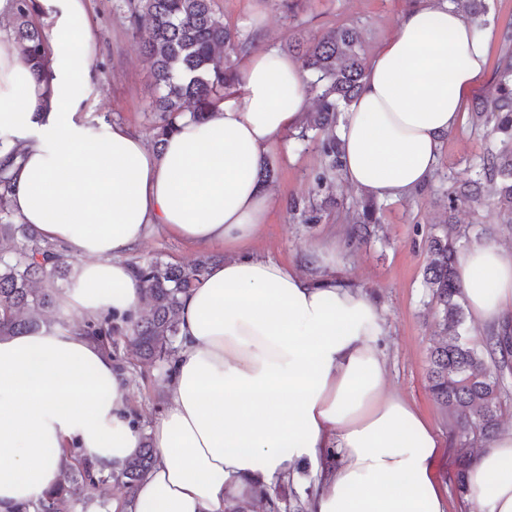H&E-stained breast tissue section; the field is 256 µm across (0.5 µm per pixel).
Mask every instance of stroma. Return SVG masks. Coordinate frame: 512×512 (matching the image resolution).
<instances>
[{"instance_id":"stroma-1","label":"stroma","mask_w":512,"mask_h":512,"mask_svg":"<svg viewBox=\"0 0 512 512\" xmlns=\"http://www.w3.org/2000/svg\"><path fill=\"white\" fill-rule=\"evenodd\" d=\"M422 3L423 0H299L292 18L287 16L281 0H216L215 9L240 37L259 36L280 48L292 33L308 39L339 25L354 26L360 32L365 56L370 59L392 36L401 13ZM88 23L97 41L92 73L83 89L89 112L111 116L142 135H149L148 106L155 88L139 35L117 0H90ZM440 143L434 178L405 199L383 200V228L363 245L350 242L346 222L348 207L360 199L361 193L343 179L335 180V202L324 209L320 223H303L300 212L288 206L290 200L308 198L313 178L324 166L318 145L294 142L289 150H276L270 156L279 172L273 185L275 203L254 249L276 260L297 262L316 242L336 240L342 250L341 260L326 274L355 278L379 301L388 327L383 349L389 385L413 403L443 436L446 447L438 461V478L448 493V512H463L465 502L455 489L459 460L453 445V422L428 391L429 356L440 338L435 334V319L423 286L427 261L424 241L446 219L444 194L448 187L474 177L476 160L491 141L484 132L474 129L467 117L454 132L442 136ZM456 219L467 230L461 247L478 239L512 245V224L501 223L487 206L463 207ZM198 255V250L157 232L131 252L129 259L143 263L158 258L189 264ZM112 359L116 366L126 367L134 412L141 427L149 428L166 406L168 369L162 363L146 373L127 368L125 347L121 344L113 348Z\"/></svg>"}]
</instances>
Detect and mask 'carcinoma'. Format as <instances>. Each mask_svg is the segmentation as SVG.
<instances>
[{
    "label": "carcinoma",
    "mask_w": 512,
    "mask_h": 512,
    "mask_svg": "<svg viewBox=\"0 0 512 512\" xmlns=\"http://www.w3.org/2000/svg\"><path fill=\"white\" fill-rule=\"evenodd\" d=\"M13 36L33 76L41 78L49 67V46L44 27L34 12L35 0H12ZM129 22L139 34L142 49L152 63L157 96L152 104L155 143L165 144L175 130V120L189 112L199 121L209 107L238 91V66L231 55L247 43L224 25L214 0H123ZM476 18L486 13L485 0H449ZM293 54L307 74L308 91L315 94L316 109L309 113L299 133L291 138L306 142L318 137L326 159L316 174L312 193L332 190V179L342 168L336 128L341 107L357 96L365 73L364 49L357 29L338 26L313 40L288 39ZM494 92L472 104L473 123L490 129L500 148L479 158L476 178L465 186L448 187V213L463 206L493 200L503 223L512 224V48L501 51L495 68ZM352 239L361 243L369 226L381 223L380 208L373 201L357 205L352 214ZM460 230L453 223L425 240L428 255L423 281L430 304L439 318L446 341L430 356L429 391L454 419L456 451L461 464L472 457L474 441H489L499 432L503 399L500 373L512 367V332L493 333L487 339L488 355L469 346L461 336L465 315L460 303L462 287L457 277ZM74 261L58 244L42 239L30 224H21L0 193V336L37 332L49 325L47 311L56 300V282L73 272ZM213 264L210 256L190 265L159 260L134 264L141 289L136 316L110 310L95 320L61 321L64 329L76 328L112 351L114 337L128 336L126 348L138 368L170 361L176 353L182 298ZM69 459L62 482L45 497L17 507L14 512H64L71 501L88 509L101 505L99 492L106 484L95 463L79 448L63 449ZM156 452L150 439L142 438L120 477L128 490L150 472Z\"/></svg>",
    "instance_id": "carcinoma-1"
}]
</instances>
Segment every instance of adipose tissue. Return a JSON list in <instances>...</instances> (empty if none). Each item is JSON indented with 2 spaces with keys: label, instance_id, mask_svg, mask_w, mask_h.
Instances as JSON below:
<instances>
[{
  "label": "adipose tissue",
  "instance_id": "ef3b65f1",
  "mask_svg": "<svg viewBox=\"0 0 512 512\" xmlns=\"http://www.w3.org/2000/svg\"><path fill=\"white\" fill-rule=\"evenodd\" d=\"M87 2L36 0L51 58L40 81L0 28V160L20 150L7 198L78 262L62 309L85 320L136 311L126 257L153 232L227 252L183 298L167 406L147 432L156 464L111 512H224L294 481L305 463L308 512H448L445 443L389 388L377 300L354 280L314 279L251 248L275 201L264 160L307 118L300 64L270 44L248 51L239 92L205 121L180 117L157 152L127 123L91 115L74 90L96 52L92 32H71ZM487 66V36L448 0L404 12L340 125L344 182L388 199L426 185ZM458 277L479 328L512 323V247L473 242ZM143 433L124 372L92 338L0 337V512L62 481V448L109 474ZM466 498L475 512H512V428L478 449Z\"/></svg>",
  "mask_w": 512,
  "mask_h": 512
}]
</instances>
